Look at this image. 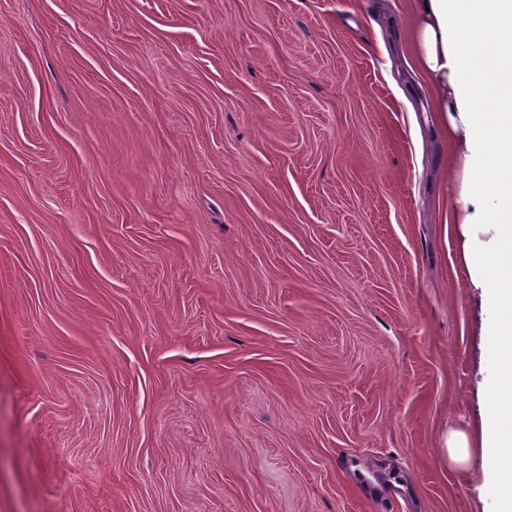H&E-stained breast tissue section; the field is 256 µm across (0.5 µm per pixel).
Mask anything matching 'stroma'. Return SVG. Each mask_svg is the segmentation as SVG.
I'll return each instance as SVG.
<instances>
[{"mask_svg": "<svg viewBox=\"0 0 512 512\" xmlns=\"http://www.w3.org/2000/svg\"><path fill=\"white\" fill-rule=\"evenodd\" d=\"M415 0H0V512H501ZM445 449L454 460H463L468 455V448H471L469 436L463 431H450L445 438Z\"/></svg>", "mask_w": 512, "mask_h": 512, "instance_id": "1", "label": "stroma"}]
</instances>
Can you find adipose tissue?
<instances>
[{
	"label": "adipose tissue",
	"mask_w": 512,
	"mask_h": 512,
	"mask_svg": "<svg viewBox=\"0 0 512 512\" xmlns=\"http://www.w3.org/2000/svg\"><path fill=\"white\" fill-rule=\"evenodd\" d=\"M419 64L432 82L441 128L456 145L459 189L451 194L462 225L470 285L498 312L490 329L496 368L512 376V0H417ZM494 151L492 175L474 164ZM483 252L485 262L473 261ZM489 458L485 485L512 503V465L498 451L512 447V385L494 395L482 425Z\"/></svg>",
	"instance_id": "ef3b65f1"
}]
</instances>
